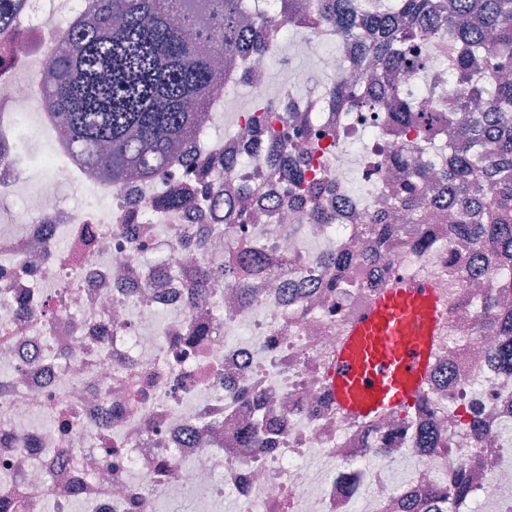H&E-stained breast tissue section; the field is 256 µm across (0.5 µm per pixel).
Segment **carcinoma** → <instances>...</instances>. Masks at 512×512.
<instances>
[{
  "mask_svg": "<svg viewBox=\"0 0 512 512\" xmlns=\"http://www.w3.org/2000/svg\"><path fill=\"white\" fill-rule=\"evenodd\" d=\"M27 0H0V40L24 36L17 25ZM315 0L304 10V0H279V14L269 19L258 12L253 19L249 0H84L82 13L58 33L49 63L52 80L44 89L52 126L60 144L91 173L101 172L115 185L131 179L151 180L171 165L172 147L199 133L197 115L206 110L210 96L223 91L213 81L212 58L221 55L235 64L248 47L262 44L273 29H304L326 23L338 35H354L353 22L361 20L372 34L367 49L386 68V83L369 81L358 90L333 81L330 95L339 105L376 98L392 128L419 123L418 114L405 104L397 82L409 65L407 45L422 41L433 49L447 35L458 43L459 99L484 96L480 74L495 76L512 66V0ZM455 105L427 131L448 143V166L440 174V191L432 207L455 213L448 237L469 244L472 264L451 272L473 277L493 269H512V81H497L486 100V111L474 112L468 123L458 122ZM283 117L262 112L252 117L260 150L281 162L292 146L274 124ZM288 186L306 193L317 182L305 180L303 170L283 165L274 168ZM424 171L403 164L397 173L394 204L409 210L407 224H388L379 216L364 232L376 251L387 249L395 236L413 247L427 249L432 240L425 224L428 215L418 204ZM187 199L178 187L157 198L161 210L181 208ZM337 273L352 257L338 250L326 258ZM223 277L235 272L215 260L189 270L188 287L200 297ZM488 324L502 336H512V313H495ZM274 431L262 419L246 422L243 448H260ZM463 473L438 499L469 495Z\"/></svg>",
  "mask_w": 512,
  "mask_h": 512,
  "instance_id": "1",
  "label": "carcinoma"
}]
</instances>
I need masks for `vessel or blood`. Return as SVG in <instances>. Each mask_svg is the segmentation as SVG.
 Here are the masks:
<instances>
[{
  "label": "vessel or blood",
  "mask_w": 512,
  "mask_h": 512,
  "mask_svg": "<svg viewBox=\"0 0 512 512\" xmlns=\"http://www.w3.org/2000/svg\"><path fill=\"white\" fill-rule=\"evenodd\" d=\"M446 304L430 279H396L345 324L326 378L338 414L361 423L413 408L430 378Z\"/></svg>",
  "instance_id": "1"
}]
</instances>
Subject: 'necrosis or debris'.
<instances>
[{
    "mask_svg": "<svg viewBox=\"0 0 512 512\" xmlns=\"http://www.w3.org/2000/svg\"><path fill=\"white\" fill-rule=\"evenodd\" d=\"M57 0H27L19 24L27 39L0 66V201L21 205L0 225V499L10 512H153L157 497L189 495L193 512H446L431 498L453 471L468 466L483 512H512V378L502 371L512 336L489 330L487 305L512 310V273L478 280L448 277L449 256L462 246L448 237V214L431 213L435 241L420 252L399 242L386 254L388 279L435 281L449 311L428 390L441 412L431 421L451 441L444 450L414 451L419 420L392 415L371 432L338 415L327 401V367L345 324L367 308L378 289L361 257L371 244L359 228L376 212L403 224L392 204L394 156L425 168L427 187L448 163L418 128L393 132L374 104L337 107L327 89L296 96L266 95L257 67L238 63L235 83L251 95L238 104L236 131L220 143L182 144L167 175L123 186L88 178L65 149L36 151L49 126L41 90L54 49V29L42 12ZM319 46L309 58L312 80L328 74L358 87L363 40L314 26ZM403 95L425 119L444 112L460 84L448 46L422 53L400 77ZM292 116L285 130L295 147L289 162L319 181L316 199L289 192L266 157L248 146L254 101ZM323 153L310 155L311 144ZM363 157L360 172L346 146ZM87 187V203L63 207L64 184ZM180 183L205 187L217 203L175 211L153 201ZM252 219L235 223L232 212ZM335 223H325L326 215ZM261 250L269 262L247 288L227 280L195 303L186 272L236 260L237 245ZM350 250L357 262L352 289L330 288L336 273L326 253ZM36 296L32 314L20 302ZM200 327L202 343L180 341ZM260 396L259 408L237 404L239 390ZM478 411L483 437L464 426ZM277 428L261 448L240 445L253 413ZM324 461L314 472L303 461ZM413 455L394 480L387 462ZM382 457L367 467L364 459Z\"/></svg>",
    "mask_w": 512,
    "mask_h": 512,
    "instance_id": "1",
    "label": "necrosis or debris"
}]
</instances>
